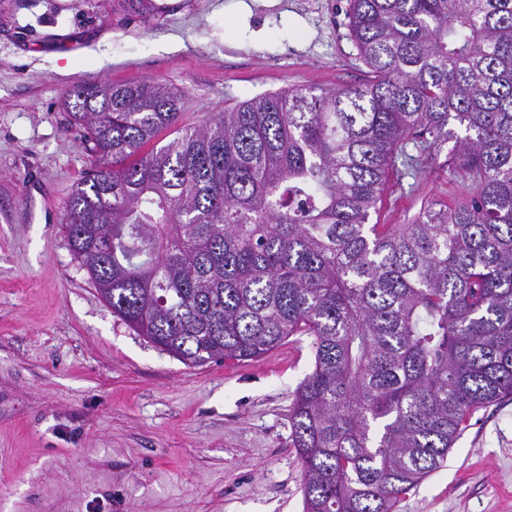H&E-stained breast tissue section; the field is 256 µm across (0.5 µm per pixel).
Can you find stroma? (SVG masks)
I'll use <instances>...</instances> for the list:
<instances>
[{"mask_svg": "<svg viewBox=\"0 0 512 512\" xmlns=\"http://www.w3.org/2000/svg\"><path fill=\"white\" fill-rule=\"evenodd\" d=\"M348 0H0V512H303L288 420L306 337L189 367L116 317L63 216L91 166L63 106L90 82L185 93L179 123L293 87L361 84ZM73 50H63V43ZM432 158L375 224L453 203ZM398 512H512V400L477 412Z\"/></svg>", "mask_w": 512, "mask_h": 512, "instance_id": "35a3bbf8", "label": "stroma"}]
</instances>
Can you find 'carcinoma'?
Returning <instances> with one entry per match:
<instances>
[{"instance_id": "obj_1", "label": "carcinoma", "mask_w": 512, "mask_h": 512, "mask_svg": "<svg viewBox=\"0 0 512 512\" xmlns=\"http://www.w3.org/2000/svg\"><path fill=\"white\" fill-rule=\"evenodd\" d=\"M346 15L357 86L187 128L183 92L155 80L68 92L93 165L65 224L112 314L186 364L309 337L289 414L305 512H396L475 413L512 399V0ZM445 143L457 200L369 223Z\"/></svg>"}]
</instances>
